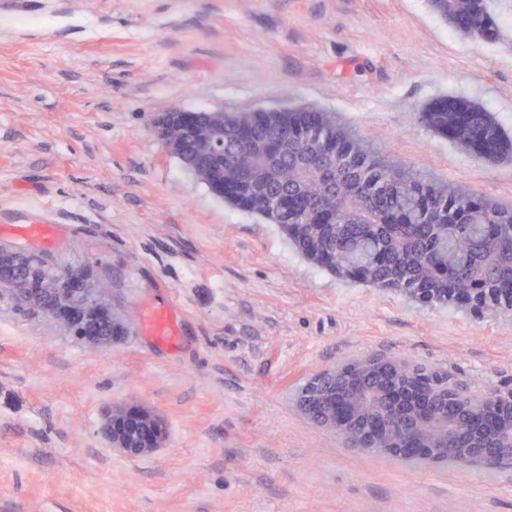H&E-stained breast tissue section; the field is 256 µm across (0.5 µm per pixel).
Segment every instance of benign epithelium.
<instances>
[{
	"label": "benign epithelium",
	"mask_w": 512,
	"mask_h": 512,
	"mask_svg": "<svg viewBox=\"0 0 512 512\" xmlns=\"http://www.w3.org/2000/svg\"><path fill=\"white\" fill-rule=\"evenodd\" d=\"M169 151L179 155L182 151L181 133L178 128L159 131ZM26 257L6 255L0 249V288L20 289V281L6 274L4 267H20ZM26 287L51 295L49 314L61 317L70 328L85 319L101 314V292L110 287L106 281L88 284L86 278L74 275L57 284L50 280L31 277ZM487 288H470L459 300V306L476 314L491 312L482 301ZM408 363L375 356H367L341 364L312 377L302 389L299 403L307 415H317L316 424L336 430L350 447L371 450L389 455L411 454L441 462L452 459L469 467L512 463V387H502L478 398L463 395L450 388L438 375L429 381L431 395L424 396L412 407L404 405L405 395L414 393L409 386L404 392L394 394L390 401L375 400L376 387L371 385L375 374L388 371L392 374L406 370ZM339 390H346L350 397L327 407V397ZM499 397L507 402V411L493 418L492 430L486 434L463 433L480 420L478 411L483 404ZM351 417L374 419L379 415L402 419L397 426L375 427L365 425L351 432L345 428L342 413ZM103 432L112 447L121 449L128 456H140L158 445L166 436L164 420L157 414L141 409H118L105 418Z\"/></svg>",
	"instance_id": "7a95c632"
}]
</instances>
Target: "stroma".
<instances>
[{"mask_svg": "<svg viewBox=\"0 0 512 512\" xmlns=\"http://www.w3.org/2000/svg\"><path fill=\"white\" fill-rule=\"evenodd\" d=\"M497 42L429 0H0V247L108 277L111 341L0 295V512H512V467L353 450L296 396L367 355L480 396L512 384V313L477 316L351 284L224 202L160 138L175 110L310 108L381 159L512 207V161L427 127L445 98L512 136V0ZM48 219L45 243L13 225ZM175 344L143 326L151 306ZM167 427L129 457L102 432ZM103 432L112 447L121 449L128 456H140L157 448L164 440L166 425L153 412L118 409L106 416Z\"/></svg>", "mask_w": 512, "mask_h": 512, "instance_id": "obj_1", "label": "stroma"}]
</instances>
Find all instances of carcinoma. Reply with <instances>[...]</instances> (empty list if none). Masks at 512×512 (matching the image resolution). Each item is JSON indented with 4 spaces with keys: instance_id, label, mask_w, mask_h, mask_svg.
I'll return each mask as SVG.
<instances>
[{
    "instance_id": "obj_1",
    "label": "carcinoma",
    "mask_w": 512,
    "mask_h": 512,
    "mask_svg": "<svg viewBox=\"0 0 512 512\" xmlns=\"http://www.w3.org/2000/svg\"><path fill=\"white\" fill-rule=\"evenodd\" d=\"M451 26L498 39L488 0H431ZM431 127L496 158L505 137L487 113L448 99L423 113ZM224 126V147L198 148L199 132ZM181 162L208 169L210 188L236 208L276 224L304 257L336 272L354 266L372 283L391 282L427 304H453L452 291L484 280L492 303L512 309V208L430 182L375 156L326 113L226 112L224 122L195 112L185 123ZM79 336H109V319L83 322Z\"/></svg>"
}]
</instances>
